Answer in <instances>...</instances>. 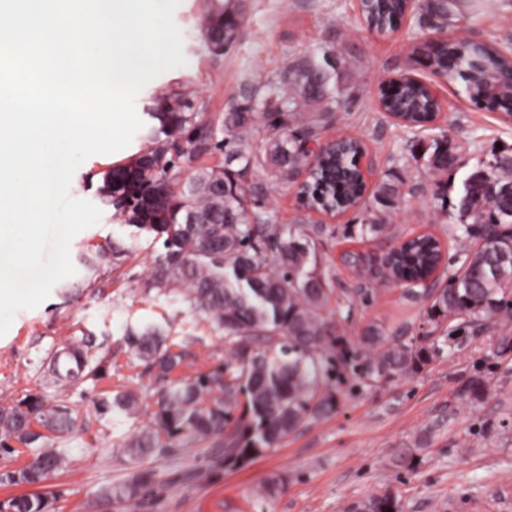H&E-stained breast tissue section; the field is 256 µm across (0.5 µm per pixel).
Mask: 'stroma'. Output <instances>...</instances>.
<instances>
[{
    "label": "stroma",
    "instance_id": "obj_1",
    "mask_svg": "<svg viewBox=\"0 0 512 512\" xmlns=\"http://www.w3.org/2000/svg\"><path fill=\"white\" fill-rule=\"evenodd\" d=\"M203 0H180L174 12L186 65L148 82L136 95L135 109L144 128L156 95L187 96L199 119L224 114L243 84H277L288 64L320 56L332 48L343 57L339 105L328 115L322 137L346 134L363 142L369 186L400 183L402 203L392 213L394 238L358 237L355 215L325 220L318 249L335 293L371 288L375 294L355 300L339 326L350 346H358L363 329L383 323L386 330L423 336L431 325L421 304L404 287L379 283L376 271L395 239L421 232L436 236L445 259H452L453 216L440 213L434 183L426 168L407 153L414 139L447 136L476 166L491 150L512 146V124L471 104L462 80L431 74L413 57V47L435 37L404 18L383 33L360 23L357 0H248L238 41L224 55L209 52L201 34ZM467 31L503 49L512 48V0H469L448 21L447 34ZM411 74L432 83L442 101L439 118L424 129L409 130L379 106L382 83ZM143 145L134 135L118 152L95 155L74 172L69 195L99 204V221L70 242L71 254L113 242L126 252L118 267L96 272L76 269L85 286L66 300L51 293L40 306L18 312L0 336V405L48 393L49 359L65 345L94 340L96 356L106 357L107 376L65 391L82 427L67 439L69 464L52 477L51 512H358L367 497L384 489L398 496L403 512H512V351L493 354L488 336L449 341L448 349L420 372L359 388L355 380L336 387L332 412L319 416L279 446L242 469L213 467L202 449L186 445L165 457H148L157 487L140 502L103 504L101 490L125 478L134 465L121 444L151 419L155 372L133 357L125 341L128 328L153 324L180 343L187 362L216 365L225 358L224 333L207 317L191 310L181 291L152 288L150 273L164 252L153 235L118 221L111 206L100 204L98 188L105 167L122 163ZM366 259L363 277L341 261L343 252ZM488 387L473 399L470 385ZM132 390L139 397L136 414L101 412L105 392ZM412 449L414 461L401 467L397 451ZM274 494H266L269 483Z\"/></svg>",
    "mask_w": 512,
    "mask_h": 512
}]
</instances>
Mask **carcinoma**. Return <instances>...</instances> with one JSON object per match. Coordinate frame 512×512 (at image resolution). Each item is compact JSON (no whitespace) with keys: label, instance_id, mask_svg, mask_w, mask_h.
Returning a JSON list of instances; mask_svg holds the SVG:
<instances>
[{"label":"carcinoma","instance_id":"obj_1","mask_svg":"<svg viewBox=\"0 0 512 512\" xmlns=\"http://www.w3.org/2000/svg\"><path fill=\"white\" fill-rule=\"evenodd\" d=\"M466 0H386V14L364 4L362 22L379 29L401 21L407 10L419 22L436 29L462 10ZM203 36L211 52L224 54L240 35L246 0H205ZM466 47L464 71L447 78L465 81L468 97L479 94L485 74L512 76V58L491 45L457 38L423 42L413 52L440 71L459 46ZM344 65L333 49L321 58H301L288 65L279 85L268 91L250 86L224 112L220 129L197 120L177 93L158 98L151 117L158 129L143 136L146 145L128 162L108 170L99 195L124 223L163 240L165 253L153 272L152 286L180 288L192 309L209 317L224 331L228 358L213 368L172 377L184 355L161 328L148 325L126 331L133 355L157 372L155 411L151 424L126 440L123 448L133 460L164 456L188 440L200 445L224 467H242L274 448L288 435L308 425L335 405L331 385L343 370L365 385L417 373L442 355L448 340L465 328L495 331L512 321V148L493 151L463 179L456 199L448 198V171L466 166L462 154L441 137L412 146L436 177L434 200L443 214L457 221L460 246L441 288L427 289L422 279L440 262L441 245L431 235H418L382 265L380 277L407 282V297L423 304L424 315L442 336H398L387 339L380 324L364 328L361 347L349 349L331 320L333 289L320 269L316 243L323 228L297 216L283 223L263 207L270 184L288 187L311 166L302 147L320 134L326 114L338 104L331 82ZM382 106L396 112L403 126L422 127L432 120L430 93L419 82L380 90ZM264 115V144L253 147L256 112ZM222 132L224 138L217 137ZM194 153H225L221 166H198L187 175L179 171L184 155L180 141ZM357 141L347 151L328 156L308 177L309 204L317 196L343 201L359 214L363 239L391 237L388 216L402 202L398 185L383 181L363 201L365 188L354 159ZM476 225L484 227L473 246ZM125 252L110 245L76 256L77 265L93 271L121 262ZM92 339L73 343L51 358V387L55 393L28 397L0 406V451L27 448L29 462L0 474V483L42 487L67 465L60 448L38 444L44 435L33 423L65 439L80 420L64 405L61 391L83 380L105 376L104 359L89 354ZM68 358L76 368L63 373L58 360ZM136 397L129 391L105 404L130 413ZM156 484L150 467L137 468L127 479L100 493L101 501L121 504L145 496ZM50 500L41 492L11 499L5 512H49ZM360 512H401L395 493L385 490L367 498Z\"/></svg>","mask_w":512,"mask_h":512}]
</instances>
